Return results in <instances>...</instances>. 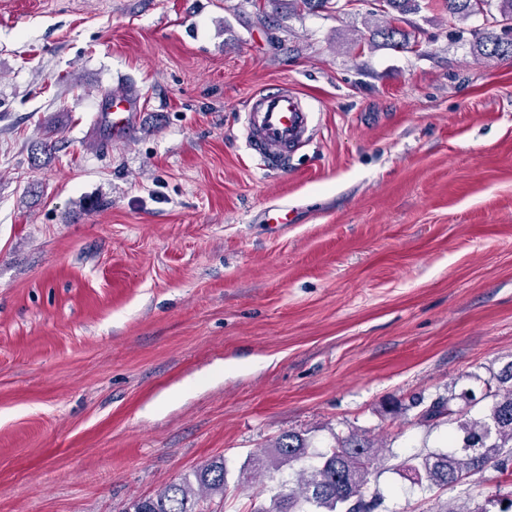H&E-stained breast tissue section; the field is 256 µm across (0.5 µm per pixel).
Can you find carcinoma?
I'll use <instances>...</instances> for the list:
<instances>
[{
    "instance_id": "1",
    "label": "carcinoma",
    "mask_w": 512,
    "mask_h": 512,
    "mask_svg": "<svg viewBox=\"0 0 512 512\" xmlns=\"http://www.w3.org/2000/svg\"><path fill=\"white\" fill-rule=\"evenodd\" d=\"M383 21L368 28L369 41L382 39L392 49L406 45V35L399 23L420 9L419 0H375ZM442 7L459 20L474 15L486 16L487 24L473 30L481 54L512 58V37L499 32L496 24L512 25V0H443ZM492 398L487 414L480 418H457L463 432L462 450L416 455L402 462L403 475L414 483L444 488L463 482L482 471L490 459L504 456L502 466L512 459V385L485 393ZM455 412L449 401L438 398L421 411L423 423H432ZM309 439L290 433L275 444L253 455L240 469L241 483L250 486L265 473L305 463L295 475L294 485L282 488L269 499L255 497L251 512H373L377 494L370 492L372 467L379 446L373 440L335 435V444L319 453L309 452ZM509 448L511 452L504 453ZM186 479L171 484L154 497L139 499L133 512H202L197 491L224 492V460H215Z\"/></svg>"
}]
</instances>
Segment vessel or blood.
Instances as JSON below:
<instances>
[{
    "label": "vessel or blood",
    "instance_id": "vessel-or-blood-1",
    "mask_svg": "<svg viewBox=\"0 0 512 512\" xmlns=\"http://www.w3.org/2000/svg\"><path fill=\"white\" fill-rule=\"evenodd\" d=\"M106 122L113 136L125 134L139 117L132 91L114 94ZM245 138L249 149L263 167L278 170L307 140L313 114L305 100L288 88L254 93L245 109Z\"/></svg>",
    "mask_w": 512,
    "mask_h": 512
}]
</instances>
